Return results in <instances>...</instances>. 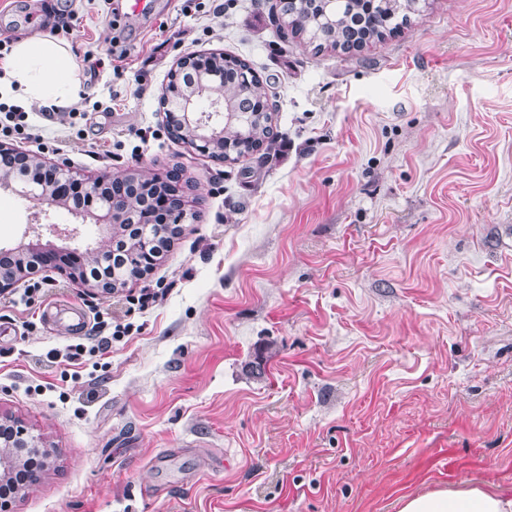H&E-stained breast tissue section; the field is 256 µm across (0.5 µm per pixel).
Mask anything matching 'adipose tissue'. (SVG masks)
Masks as SVG:
<instances>
[{
    "label": "adipose tissue",
    "mask_w": 512,
    "mask_h": 512,
    "mask_svg": "<svg viewBox=\"0 0 512 512\" xmlns=\"http://www.w3.org/2000/svg\"><path fill=\"white\" fill-rule=\"evenodd\" d=\"M72 69L70 53L57 41L23 37L0 62V88L19 101L67 107L79 100ZM399 512H512V497L479 486L436 489L404 498Z\"/></svg>",
    "instance_id": "obj_1"
}]
</instances>
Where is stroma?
Here are the masks:
<instances>
[{
  "label": "stroma",
  "mask_w": 512,
  "mask_h": 512,
  "mask_svg": "<svg viewBox=\"0 0 512 512\" xmlns=\"http://www.w3.org/2000/svg\"><path fill=\"white\" fill-rule=\"evenodd\" d=\"M276 0H0L81 99L30 106L41 155L92 177L180 168L195 222L103 297L49 267L0 295V413L51 449L15 512H399L512 493V0H418L361 50L280 36ZM127 26L122 71L112 19ZM251 62L277 106L263 161L174 139L179 58ZM0 191V249L50 225ZM154 293L137 302L142 289ZM512 497L479 486L436 489L406 497L399 512H511Z\"/></svg>",
  "instance_id": "obj_1"
}]
</instances>
